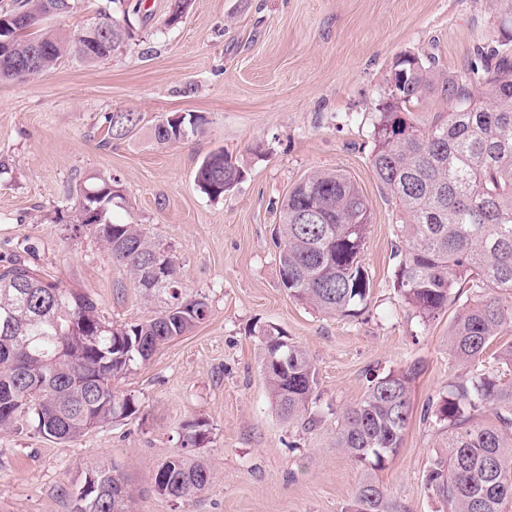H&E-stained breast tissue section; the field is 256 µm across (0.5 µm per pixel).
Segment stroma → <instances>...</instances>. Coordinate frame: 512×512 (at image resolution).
<instances>
[{"mask_svg": "<svg viewBox=\"0 0 512 512\" xmlns=\"http://www.w3.org/2000/svg\"><path fill=\"white\" fill-rule=\"evenodd\" d=\"M137 2L132 36L112 57L71 56L47 76L0 81V266L27 261L115 325L155 316L161 301L140 297L91 227L76 234L68 222L77 184L112 177L125 198L114 220L167 247L209 314L117 380L136 416L67 443L29 428L0 433V512H72L73 485L98 465L126 476L132 512H342L365 470L336 448V413L361 400L368 373L413 363L422 372L412 418L373 476L399 512H447L425 474L448 431L424 411L459 372L448 353L454 314L422 321L393 286L396 210L371 169V132L399 56L461 76L495 46L491 0H191L171 26L170 0H85L47 25L76 35L100 8L118 17ZM126 111L141 116L134 136L107 142L105 115ZM176 112L206 115L202 134L157 144L155 123ZM216 151L246 177L213 200L195 173ZM316 170L344 173L370 204L363 264L373 289L357 317L319 313L281 286L280 204ZM271 327L316 368L312 427L281 420L271 404L259 336ZM192 422L206 430L193 454L216 481L175 504L152 477Z\"/></svg>", "mask_w": 512, "mask_h": 512, "instance_id": "obj_1", "label": "stroma"}]
</instances>
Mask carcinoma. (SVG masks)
Instances as JSON below:
<instances>
[{"label":"carcinoma","instance_id":"carcinoma-1","mask_svg":"<svg viewBox=\"0 0 512 512\" xmlns=\"http://www.w3.org/2000/svg\"><path fill=\"white\" fill-rule=\"evenodd\" d=\"M80 0H15L0 12V81L50 74L65 57L94 62L111 56L131 34L128 17L99 10L97 24L112 38L50 33L45 20L78 8ZM502 39L493 66L473 64L458 78L438 80L415 55L397 59L386 97L373 124L372 171L397 205L398 263L393 286L404 304L431 320L458 304L448 331V352L461 370L446 396L425 415L447 424L445 449L426 474L448 512H503L512 502V384L500 382L494 366L512 370V344L489 353L491 343L512 331V0H494ZM38 64L19 69L34 45ZM456 109L429 123L414 112L434 91ZM108 138L122 140L141 116H104ZM205 118L187 114L183 135L174 126L153 128L156 143H179L202 131ZM245 177L222 151L206 156L195 181L219 199ZM87 210H100L94 233L112 262L127 268L141 295L167 302L153 318L114 326L101 318L86 294L45 280L24 261L0 267V433L34 429L71 441L94 428L138 412L132 398L112 382L146 364L169 341L202 323L208 303L188 294L179 265L166 253L155 285L151 263L161 248L140 224L112 221L121 198L117 181L94 177L79 188ZM279 230L281 286L296 300L326 315H352L367 303L373 284L362 263L371 208L362 191L338 171H315L282 200ZM261 371L279 417L313 422L317 387L308 353L276 329L260 333ZM420 367L409 365L367 379L360 402L338 415L336 447L371 468H382L401 447L410 423L411 393ZM485 412L492 418H481ZM205 441L199 424H186L184 447ZM214 483L211 467L179 450L153 474L155 492L186 502ZM73 512H129L133 492L115 467L88 469L71 490ZM345 512H397L388 490L371 474L357 485Z\"/></svg>","mask_w":512,"mask_h":512}]
</instances>
